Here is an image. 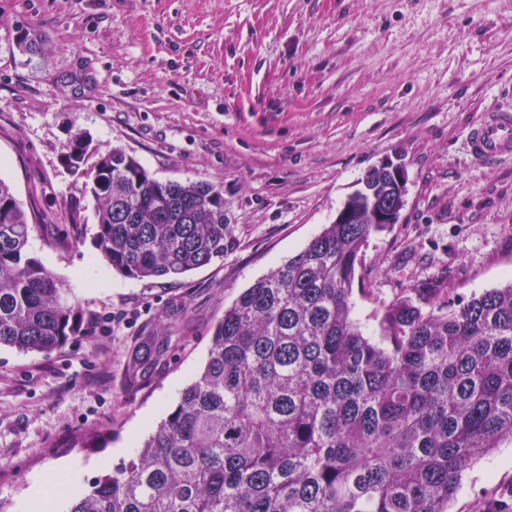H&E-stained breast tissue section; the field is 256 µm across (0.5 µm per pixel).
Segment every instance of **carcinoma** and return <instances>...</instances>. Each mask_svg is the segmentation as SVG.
I'll return each instance as SVG.
<instances>
[{"label":"carcinoma","instance_id":"obj_1","mask_svg":"<svg viewBox=\"0 0 512 512\" xmlns=\"http://www.w3.org/2000/svg\"><path fill=\"white\" fill-rule=\"evenodd\" d=\"M16 48L43 46L18 29ZM76 135L67 165L86 178L94 245L133 278H175L224 257V191L159 181L113 148L84 168ZM329 224L245 289L216 324L208 361L179 403L122 467L70 512H449L463 473L512 447V282L458 305L437 275L374 315L352 317L355 264L372 215L405 193L370 169ZM40 225L0 178V346L49 354L87 319L70 289L29 250ZM171 340L158 324L127 369L134 383Z\"/></svg>","mask_w":512,"mask_h":512}]
</instances>
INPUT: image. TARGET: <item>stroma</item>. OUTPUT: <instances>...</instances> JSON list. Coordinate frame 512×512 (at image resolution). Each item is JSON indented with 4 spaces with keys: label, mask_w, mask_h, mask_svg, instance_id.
Listing matches in <instances>:
<instances>
[{
    "label": "stroma",
    "mask_w": 512,
    "mask_h": 512,
    "mask_svg": "<svg viewBox=\"0 0 512 512\" xmlns=\"http://www.w3.org/2000/svg\"><path fill=\"white\" fill-rule=\"evenodd\" d=\"M22 26L42 54L17 50ZM500 108L512 109V0H0V178L45 226L31 253L83 313L112 319L46 356L0 347V512H22L59 463H79L86 487L128 459L204 366L225 308L332 223L380 161L403 165L406 196L356 265L367 333L434 275L457 303L511 284L512 157L467 147ZM78 132L158 180L222 187L223 258L175 279L112 270L64 160ZM160 320L174 334L165 359L129 387ZM511 484L512 447L496 449L450 512Z\"/></svg>",
    "instance_id": "stroma-1"
}]
</instances>
